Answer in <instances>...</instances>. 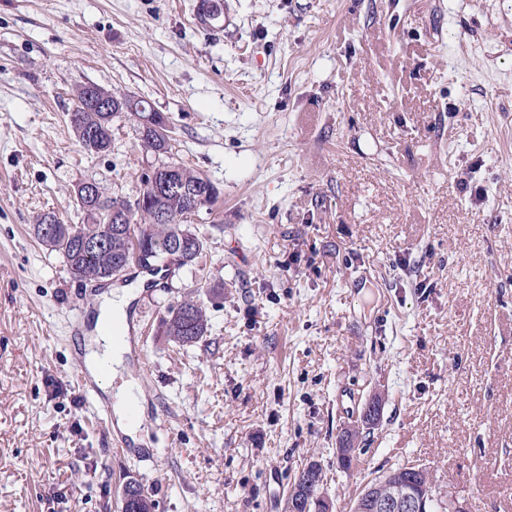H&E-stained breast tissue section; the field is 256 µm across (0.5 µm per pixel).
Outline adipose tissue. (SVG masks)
<instances>
[{"mask_svg":"<svg viewBox=\"0 0 512 512\" xmlns=\"http://www.w3.org/2000/svg\"><path fill=\"white\" fill-rule=\"evenodd\" d=\"M139 288V283L135 282L132 285L102 293L96 315L94 337L96 348L89 351L86 356V364L92 375L110 372L114 367L120 366L124 353L123 343L108 334L107 326L115 319L126 320L127 308L136 298Z\"/></svg>","mask_w":512,"mask_h":512,"instance_id":"adipose-tissue-1","label":"adipose tissue"}]
</instances>
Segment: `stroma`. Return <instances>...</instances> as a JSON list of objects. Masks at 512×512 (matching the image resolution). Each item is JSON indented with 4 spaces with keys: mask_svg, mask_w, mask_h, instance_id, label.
I'll use <instances>...</instances> for the list:
<instances>
[{
    "mask_svg": "<svg viewBox=\"0 0 512 512\" xmlns=\"http://www.w3.org/2000/svg\"><path fill=\"white\" fill-rule=\"evenodd\" d=\"M219 3L0 0V512H122L131 481L156 512H285L311 460L332 512L401 464L512 512V0ZM87 83L167 117L219 193L197 265L130 307L100 390L135 386L126 445L76 384L102 288L32 234L156 163L125 116L81 147ZM192 290L211 328L179 347L161 322Z\"/></svg>",
    "mask_w": 512,
    "mask_h": 512,
    "instance_id": "35a3bbf8",
    "label": "stroma"
}]
</instances>
